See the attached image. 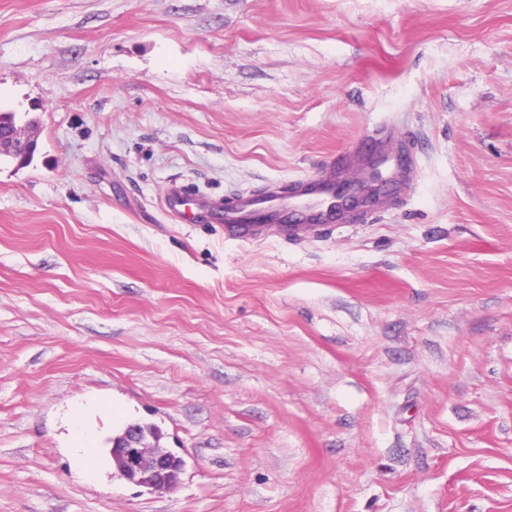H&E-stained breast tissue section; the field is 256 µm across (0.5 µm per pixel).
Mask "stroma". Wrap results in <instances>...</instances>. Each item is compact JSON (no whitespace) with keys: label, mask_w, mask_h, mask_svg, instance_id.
I'll use <instances>...</instances> for the list:
<instances>
[{"label":"stroma","mask_w":512,"mask_h":512,"mask_svg":"<svg viewBox=\"0 0 512 512\" xmlns=\"http://www.w3.org/2000/svg\"><path fill=\"white\" fill-rule=\"evenodd\" d=\"M0 111V512H512V0H0ZM380 150L333 224L162 207ZM37 150V139L25 127L11 126L0 129V157L12 161L17 167L27 163ZM68 420L78 443L74 448V454L77 458H82L86 449L95 444L96 431L88 419L87 412L75 413ZM159 431L145 425H129L112 439L110 456L119 475L144 488L164 489L177 485L185 461L160 445Z\"/></svg>","instance_id":"35a3bbf8"}]
</instances>
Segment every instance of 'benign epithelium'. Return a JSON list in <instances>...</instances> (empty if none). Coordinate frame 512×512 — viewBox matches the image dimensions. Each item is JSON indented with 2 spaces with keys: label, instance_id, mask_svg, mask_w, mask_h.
<instances>
[{
  "label": "benign epithelium",
  "instance_id": "1",
  "mask_svg": "<svg viewBox=\"0 0 512 512\" xmlns=\"http://www.w3.org/2000/svg\"><path fill=\"white\" fill-rule=\"evenodd\" d=\"M37 150V139L22 126L0 129V157L21 166ZM354 183L344 182L340 190L347 194L346 212L353 213L361 206L377 201L372 195L364 197L353 190ZM159 431L145 425H130L112 439L110 456L119 475L144 488L164 489L177 485L184 470L185 461L160 445Z\"/></svg>",
  "mask_w": 512,
  "mask_h": 512
}]
</instances>
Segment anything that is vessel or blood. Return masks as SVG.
<instances>
[{
  "mask_svg": "<svg viewBox=\"0 0 512 512\" xmlns=\"http://www.w3.org/2000/svg\"><path fill=\"white\" fill-rule=\"evenodd\" d=\"M336 178V172L324 173L315 179L313 189L301 187L291 196L283 194L255 195L242 192L236 195L234 201L225 206L201 197L195 202V214L222 221L228 232L240 237L252 233V221L258 216L276 220L287 214L302 222L325 224L329 221L328 212ZM164 201L168 213L174 217L187 222L190 221L192 215H195L187 214V202L180 189L174 187L168 189L164 194Z\"/></svg>",
  "mask_w": 512,
  "mask_h": 512,
  "instance_id": "1",
  "label": "vessel or blood"
}]
</instances>
